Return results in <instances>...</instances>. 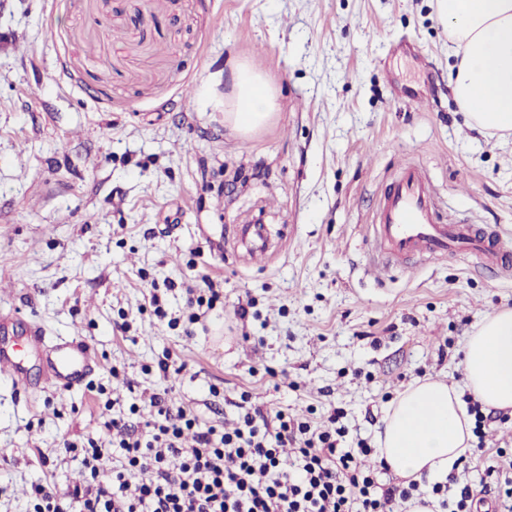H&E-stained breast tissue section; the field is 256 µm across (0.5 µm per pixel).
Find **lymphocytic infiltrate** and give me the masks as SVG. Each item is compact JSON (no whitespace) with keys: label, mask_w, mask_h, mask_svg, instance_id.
Masks as SVG:
<instances>
[{"label":"lymphocytic infiltrate","mask_w":512,"mask_h":512,"mask_svg":"<svg viewBox=\"0 0 512 512\" xmlns=\"http://www.w3.org/2000/svg\"><path fill=\"white\" fill-rule=\"evenodd\" d=\"M240 402L236 424L226 428L154 392L145 404L152 419L141 431L130 422L141 406L130 404L109 421L104 440L65 441L67 452L81 451L86 481L64 499L47 485H33V512H399L420 490L414 480L379 483L387 465L365 440L351 438L340 409L324 428L281 410L263 411L248 392ZM188 431L189 447L182 441ZM483 457L480 446L465 455L467 478L457 493L432 485L436 512L512 502V478L494 480Z\"/></svg>","instance_id":"obj_1"}]
</instances>
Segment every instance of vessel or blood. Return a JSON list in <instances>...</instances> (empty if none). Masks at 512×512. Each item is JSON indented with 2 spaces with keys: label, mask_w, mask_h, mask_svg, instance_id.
<instances>
[{
  "label": "vessel or blood",
  "mask_w": 512,
  "mask_h": 512,
  "mask_svg": "<svg viewBox=\"0 0 512 512\" xmlns=\"http://www.w3.org/2000/svg\"><path fill=\"white\" fill-rule=\"evenodd\" d=\"M375 251L385 262L406 256H446L461 251L477 255L485 265L512 270V242L478 224L443 222L438 202L426 172L413 163L405 165L385 188L371 226ZM17 330L24 348L0 342V373L15 385L28 383L27 358L44 363L42 384L66 393L85 385L100 368L91 345L80 336L52 338L43 326L20 323L0 315V333Z\"/></svg>",
  "instance_id": "b4317fda"
}]
</instances>
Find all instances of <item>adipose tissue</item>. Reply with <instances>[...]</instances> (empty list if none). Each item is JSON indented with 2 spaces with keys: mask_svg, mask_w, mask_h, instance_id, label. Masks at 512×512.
I'll return each mask as SVG.
<instances>
[{
  "mask_svg": "<svg viewBox=\"0 0 512 512\" xmlns=\"http://www.w3.org/2000/svg\"><path fill=\"white\" fill-rule=\"evenodd\" d=\"M458 60L449 84L470 125L481 133L512 132V0H437ZM236 104L228 121L247 133L263 126L277 107L260 71L234 75ZM464 387L438 380L409 384L386 409L376 437L380 457L402 478L445 481L471 448L468 390L485 409H512V309L489 314L468 337Z\"/></svg>",
  "mask_w": 512,
  "mask_h": 512,
  "instance_id": "obj_1",
  "label": "adipose tissue"
}]
</instances>
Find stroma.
<instances>
[{
  "label": "stroma",
  "mask_w": 512,
  "mask_h": 512,
  "mask_svg": "<svg viewBox=\"0 0 512 512\" xmlns=\"http://www.w3.org/2000/svg\"><path fill=\"white\" fill-rule=\"evenodd\" d=\"M455 62L435 0H5L0 308L87 338L101 368L65 394L39 387L35 357L28 390L0 377V512L81 479L64 443L106 436V388H165L228 423L244 391L319 424L340 407L371 442L408 384L462 387L467 338L512 308V272L468 252L382 270L369 238L414 162L444 219L512 239V135L470 128ZM242 63L278 102L246 137L224 122ZM257 222L263 264L235 241ZM202 275L222 302L170 326ZM166 353L181 370L163 381Z\"/></svg>",
  "instance_id": "35a3bbf8"
}]
</instances>
